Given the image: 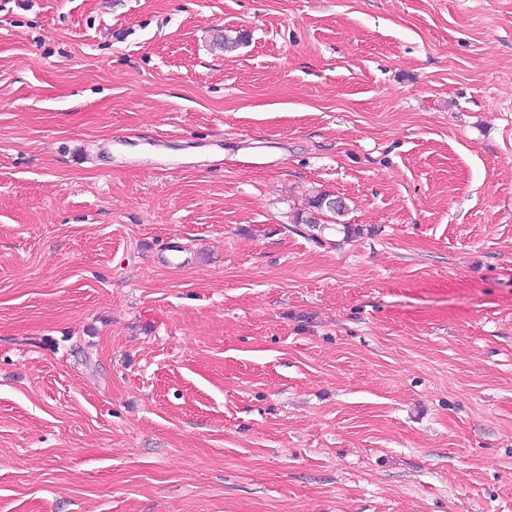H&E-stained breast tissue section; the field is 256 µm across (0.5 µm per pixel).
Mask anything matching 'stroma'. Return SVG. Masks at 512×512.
I'll return each instance as SVG.
<instances>
[{
  "label": "stroma",
  "mask_w": 512,
  "mask_h": 512,
  "mask_svg": "<svg viewBox=\"0 0 512 512\" xmlns=\"http://www.w3.org/2000/svg\"><path fill=\"white\" fill-rule=\"evenodd\" d=\"M0 512H512V0H0ZM327 193H316L307 199L306 207L300 209L294 215V223L308 224L312 228L324 226L326 224H342L347 234H355V228L352 224H345V216L347 214V206L341 200L340 204L336 205V197L329 196ZM327 199V204L325 203ZM336 209H330L329 207Z\"/></svg>",
  "instance_id": "1"
}]
</instances>
